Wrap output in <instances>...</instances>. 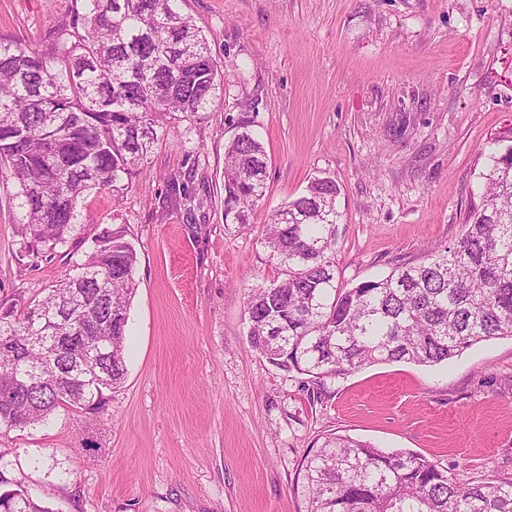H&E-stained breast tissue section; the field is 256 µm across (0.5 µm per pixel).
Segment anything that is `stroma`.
<instances>
[{
	"label": "stroma",
	"instance_id": "1",
	"mask_svg": "<svg viewBox=\"0 0 512 512\" xmlns=\"http://www.w3.org/2000/svg\"><path fill=\"white\" fill-rule=\"evenodd\" d=\"M72 0H0V39L48 49ZM218 66L212 106L171 121L126 190L79 201L66 245L20 258L18 184L0 176V309L78 272L124 227L138 257L127 374L102 414L57 409L0 434V474L52 512H308L324 435L410 451L462 482L512 478V338L448 363L304 378L251 347L244 305L275 270L272 212L313 177L339 186L335 285L454 243L489 153L512 146V0H180ZM268 155L246 226L224 222V148L241 126ZM187 180L188 203L170 198Z\"/></svg>",
	"mask_w": 512,
	"mask_h": 512
}]
</instances>
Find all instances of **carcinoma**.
Instances as JSON below:
<instances>
[{
    "label": "carcinoma",
    "mask_w": 512,
    "mask_h": 512,
    "mask_svg": "<svg viewBox=\"0 0 512 512\" xmlns=\"http://www.w3.org/2000/svg\"><path fill=\"white\" fill-rule=\"evenodd\" d=\"M51 47L0 40V171L20 186L24 255L67 242L91 189H125L164 128L218 89L205 36L177 0H75ZM267 155L245 127L225 147L224 220L245 226ZM460 239L353 288L334 285L339 187L313 179L277 209L264 245L276 270L249 289L251 346L319 382L367 365L435 366L512 338V147L490 155ZM138 258L125 230L93 240L80 272L21 312L0 314V431L58 408L97 413L122 383ZM309 512H512V479L460 483L424 457L340 435L306 464ZM0 477V512H52Z\"/></svg>",
    "instance_id": "carcinoma-1"
}]
</instances>
